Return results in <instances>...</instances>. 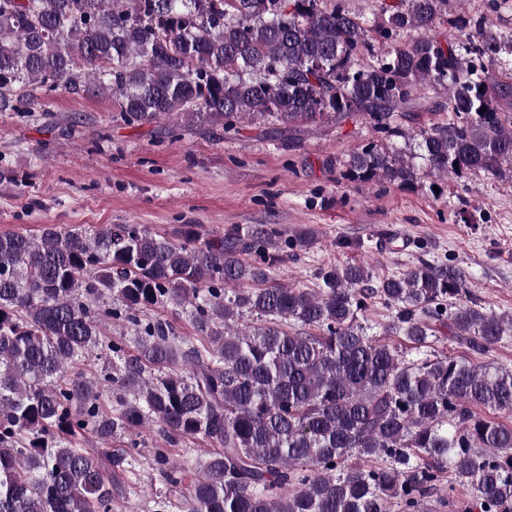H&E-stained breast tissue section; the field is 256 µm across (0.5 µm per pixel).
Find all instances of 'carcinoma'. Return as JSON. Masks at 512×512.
Returning <instances> with one entry per match:
<instances>
[{
	"instance_id": "cac0c4a2",
	"label": "carcinoma",
	"mask_w": 512,
	"mask_h": 512,
	"mask_svg": "<svg viewBox=\"0 0 512 512\" xmlns=\"http://www.w3.org/2000/svg\"><path fill=\"white\" fill-rule=\"evenodd\" d=\"M448 3L379 0L370 24L334 0H0V112L64 91L108 96L129 125L176 113L226 135L359 117L424 166L372 140L343 161L349 182L497 176L512 35L476 22L453 45L436 34ZM433 97L448 123L393 124ZM182 236L0 233V512H112L150 424L183 512H420L445 478L476 512H512V427L476 412H512V370L433 347L443 328L479 358L512 336V316L466 303L463 269L420 259L376 282L347 264L311 290L276 281V224ZM315 241L305 226L289 244ZM374 299L418 358L367 334ZM169 306L193 335L158 314ZM114 321L130 336L106 339ZM198 437L216 451L170 465Z\"/></svg>"
}]
</instances>
